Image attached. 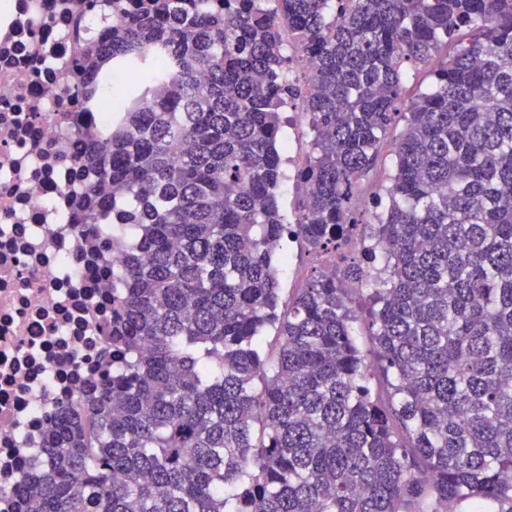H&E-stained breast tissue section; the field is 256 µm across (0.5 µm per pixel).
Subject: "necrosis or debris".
I'll list each match as a JSON object with an SVG mask.
<instances>
[{"label": "necrosis or debris", "instance_id": "necrosis-or-debris-1", "mask_svg": "<svg viewBox=\"0 0 512 512\" xmlns=\"http://www.w3.org/2000/svg\"><path fill=\"white\" fill-rule=\"evenodd\" d=\"M0 13V512L43 461L53 412L112 374V241L77 224L73 162L106 124L77 88L100 0H7Z\"/></svg>", "mask_w": 512, "mask_h": 512}]
</instances>
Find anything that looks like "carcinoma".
<instances>
[{
  "label": "carcinoma",
  "instance_id": "cac0c4a2",
  "mask_svg": "<svg viewBox=\"0 0 512 512\" xmlns=\"http://www.w3.org/2000/svg\"><path fill=\"white\" fill-rule=\"evenodd\" d=\"M101 2L121 19L84 84L129 79L75 160L110 188L78 226L136 228L112 236L116 368L55 410L16 512H512V0ZM296 98L313 142L289 220ZM400 116L383 267L320 271L281 305L275 247L334 259L355 240L351 197ZM311 139L312 135L307 122L298 123L296 125L291 124L289 128L287 122L283 128L282 139L278 143V149L284 159L283 170L286 174L285 181L279 190L278 200L282 212H284L288 217H291L292 215L299 193V189L294 178L295 165L291 161H288V141H293L294 143V150L291 155H296L305 160L311 153ZM288 187L291 188L289 192Z\"/></svg>",
  "mask_w": 512,
  "mask_h": 512
}]
</instances>
